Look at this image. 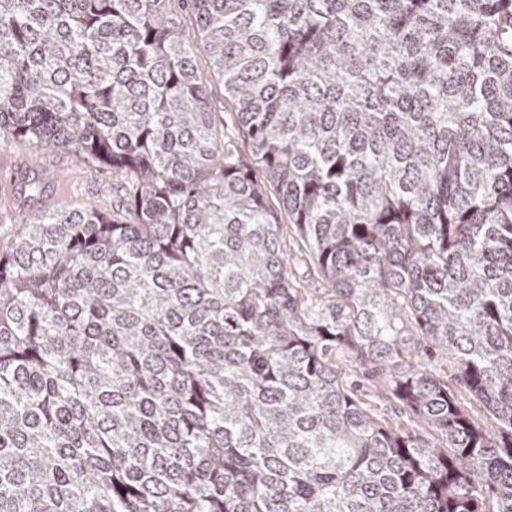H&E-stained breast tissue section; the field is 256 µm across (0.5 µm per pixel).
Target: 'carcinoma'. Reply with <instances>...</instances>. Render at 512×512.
Returning a JSON list of instances; mask_svg holds the SVG:
<instances>
[{"label":"carcinoma","mask_w":512,"mask_h":512,"mask_svg":"<svg viewBox=\"0 0 512 512\" xmlns=\"http://www.w3.org/2000/svg\"><path fill=\"white\" fill-rule=\"evenodd\" d=\"M187 2L0 0V134L125 189L0 255V512H512V0ZM195 65L199 74L208 83L210 107L211 112H214L216 124L222 129L224 126V132L230 137L232 132L238 131L235 106L224 96V81L214 73L209 52L199 44L196 48ZM282 244L288 251L290 265L288 269L295 285L300 288H322L319 281L312 276L310 264L303 247L288 226V219L282 213L280 218Z\"/></svg>","instance_id":"carcinoma-1"}]
</instances>
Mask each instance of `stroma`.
<instances>
[{"label": "stroma", "mask_w": 512, "mask_h": 512, "mask_svg": "<svg viewBox=\"0 0 512 512\" xmlns=\"http://www.w3.org/2000/svg\"><path fill=\"white\" fill-rule=\"evenodd\" d=\"M195 65L209 87L210 107L218 126L237 131L234 104L224 95L205 47H197ZM123 181L108 166L90 163L72 148L42 149L11 137L0 139V254L9 251L21 220L62 208L111 213Z\"/></svg>", "instance_id": "stroma-1"}]
</instances>
